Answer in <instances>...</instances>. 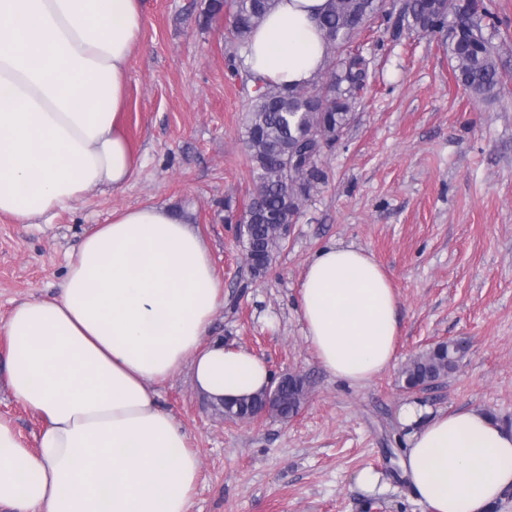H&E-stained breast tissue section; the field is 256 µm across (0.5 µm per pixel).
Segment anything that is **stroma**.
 Here are the masks:
<instances>
[{"instance_id":"35a3bbf8","label":"stroma","mask_w":512,"mask_h":512,"mask_svg":"<svg viewBox=\"0 0 512 512\" xmlns=\"http://www.w3.org/2000/svg\"><path fill=\"white\" fill-rule=\"evenodd\" d=\"M207 0H141L121 123L137 159L128 185L96 188L48 224L0 216V328L20 302L61 288L86 233L115 210L164 205L205 239L224 300L210 334L273 374L306 380L298 416L242 424L214 415L187 375L158 385L202 473L191 512H429L401 476L404 404L479 410L512 428V0H492L504 82L490 98L456 80L447 35L408 29L405 0L358 39L368 88L266 273L243 263L236 221L254 189L244 121L257 84L227 23H199ZM330 243L369 250L398 298L393 368L363 385L331 377L304 336L297 294L307 260ZM469 350L434 387L402 371L438 342ZM0 418L35 448L38 415L0 382ZM379 476L358 486L362 470Z\"/></svg>"}]
</instances>
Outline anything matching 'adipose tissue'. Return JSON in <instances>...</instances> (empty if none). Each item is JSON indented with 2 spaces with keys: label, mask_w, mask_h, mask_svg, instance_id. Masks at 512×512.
<instances>
[{
  "label": "adipose tissue",
  "mask_w": 512,
  "mask_h": 512,
  "mask_svg": "<svg viewBox=\"0 0 512 512\" xmlns=\"http://www.w3.org/2000/svg\"><path fill=\"white\" fill-rule=\"evenodd\" d=\"M329 0H276L245 46L264 82L318 80ZM140 0H0V215L43 224L94 188L125 186L119 126ZM224 289L205 240L162 205L113 212L83 240L62 288L11 311L6 380L42 419L36 448L0 419V506L11 512H190L200 462L157 401L188 372L210 400L270 386L252 352L210 337ZM397 296L370 253L330 244L307 262L298 314L322 367L350 384L388 371ZM400 467L429 512H491L512 489V429L467 410H401Z\"/></svg>",
  "instance_id": "adipose-tissue-1"
}]
</instances>
